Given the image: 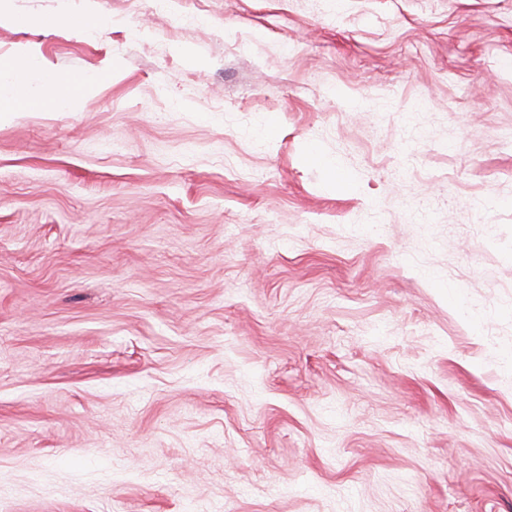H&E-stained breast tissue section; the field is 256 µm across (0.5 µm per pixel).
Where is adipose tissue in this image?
Segmentation results:
<instances>
[{
    "mask_svg": "<svg viewBox=\"0 0 512 512\" xmlns=\"http://www.w3.org/2000/svg\"><path fill=\"white\" fill-rule=\"evenodd\" d=\"M33 61V56L23 55L0 63V120L41 108L55 112L74 111L99 84L96 76L83 72L59 79L46 70L40 80H32L29 68Z\"/></svg>",
    "mask_w": 512,
    "mask_h": 512,
    "instance_id": "1",
    "label": "adipose tissue"
}]
</instances>
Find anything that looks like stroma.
Returning <instances> with one entry per match:
<instances>
[{"label":"stroma","instance_id":"1","mask_svg":"<svg viewBox=\"0 0 512 512\" xmlns=\"http://www.w3.org/2000/svg\"><path fill=\"white\" fill-rule=\"evenodd\" d=\"M149 6L0 21L8 512H512V0ZM37 61L30 55L0 63V122L21 113L41 108L57 111H75L81 100L98 86V78L89 73L60 75L62 88L56 85L53 72L43 68L39 81L29 75L30 65Z\"/></svg>","mask_w":512,"mask_h":512}]
</instances>
